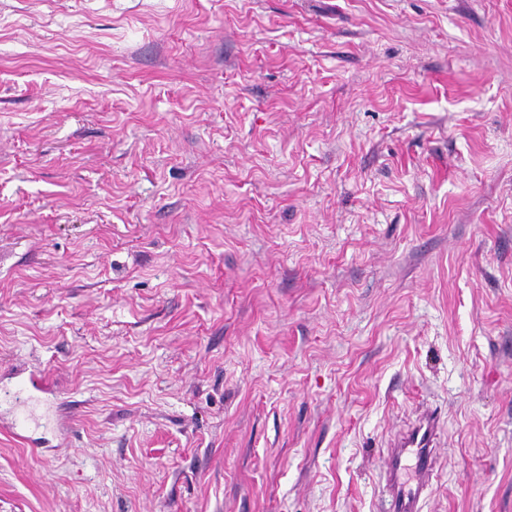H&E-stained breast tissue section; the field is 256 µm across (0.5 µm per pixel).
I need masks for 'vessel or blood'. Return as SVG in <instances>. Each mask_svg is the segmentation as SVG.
Returning <instances> with one entry per match:
<instances>
[{"instance_id": "b4317fda", "label": "vessel or blood", "mask_w": 512, "mask_h": 512, "mask_svg": "<svg viewBox=\"0 0 512 512\" xmlns=\"http://www.w3.org/2000/svg\"><path fill=\"white\" fill-rule=\"evenodd\" d=\"M439 435L438 414L425 410L387 440L383 470L386 497L381 512H422L423 495L437 476Z\"/></svg>"}]
</instances>
